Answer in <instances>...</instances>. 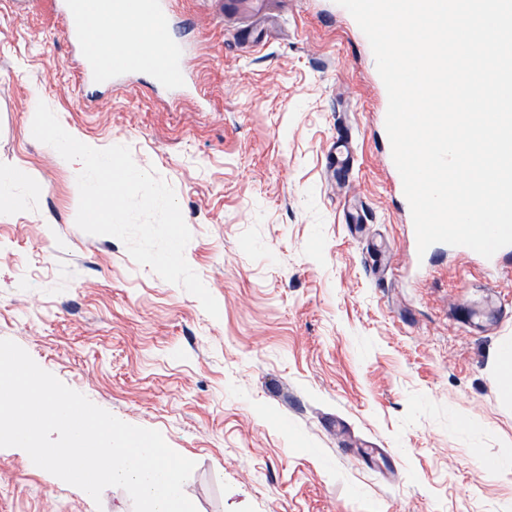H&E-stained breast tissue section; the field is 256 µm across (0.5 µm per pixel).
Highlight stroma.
Returning a JSON list of instances; mask_svg holds the SVG:
<instances>
[{
	"mask_svg": "<svg viewBox=\"0 0 512 512\" xmlns=\"http://www.w3.org/2000/svg\"><path fill=\"white\" fill-rule=\"evenodd\" d=\"M222 0H180L191 77L85 86L50 0L0 6V171L29 176L0 210V339L120 420L195 461L197 512H501L512 449L497 393L512 280L437 248L429 274L391 187L385 96L370 46L336 0H277L256 50ZM39 95L96 147L129 146L175 191L209 316L75 218L71 165L32 135ZM350 127L348 178L328 147ZM0 512H134L0 448Z\"/></svg>",
	"mask_w": 512,
	"mask_h": 512,
	"instance_id": "stroma-1",
	"label": "stroma"
}]
</instances>
